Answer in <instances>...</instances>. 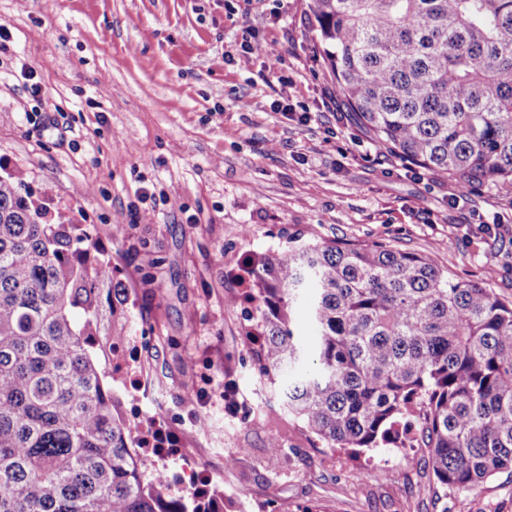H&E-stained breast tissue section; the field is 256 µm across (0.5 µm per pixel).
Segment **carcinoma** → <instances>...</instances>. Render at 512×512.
I'll use <instances>...</instances> for the list:
<instances>
[{
    "instance_id": "cac0c4a2",
    "label": "carcinoma",
    "mask_w": 512,
    "mask_h": 512,
    "mask_svg": "<svg viewBox=\"0 0 512 512\" xmlns=\"http://www.w3.org/2000/svg\"><path fill=\"white\" fill-rule=\"evenodd\" d=\"M319 52L377 143L468 191L512 184V0H306ZM259 375L330 448H431L444 489L512 470V302L432 256L288 243L247 263ZM318 334L294 339L309 286ZM128 288L96 240L0 176V512H228L132 454L104 380Z\"/></svg>"
}]
</instances>
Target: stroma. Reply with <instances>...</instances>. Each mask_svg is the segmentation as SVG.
I'll return each mask as SVG.
<instances>
[{
    "label": "stroma",
    "mask_w": 512,
    "mask_h": 512,
    "mask_svg": "<svg viewBox=\"0 0 512 512\" xmlns=\"http://www.w3.org/2000/svg\"><path fill=\"white\" fill-rule=\"evenodd\" d=\"M0 27V174L51 188V208L120 270L130 333L151 337L138 359L164 391L152 425L174 440L170 466L204 471L251 512H512L510 474L436 486L424 437L328 448L255 370L237 278L245 259L295 240L383 243L510 302L512 236L481 226H512L511 186L464 194L375 142L327 74L306 0H0ZM246 32L261 50L244 69ZM228 448L242 451L229 470Z\"/></svg>",
    "instance_id": "1"
}]
</instances>
